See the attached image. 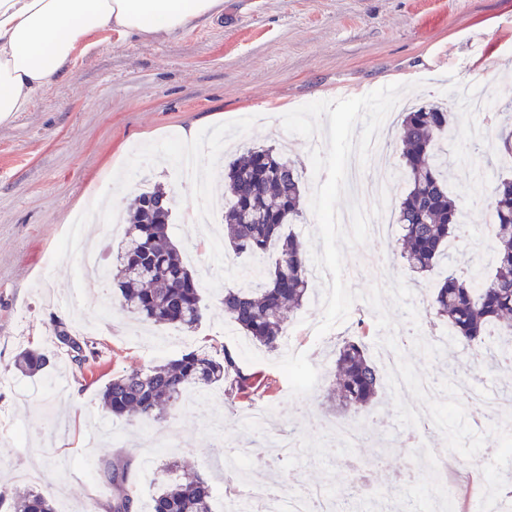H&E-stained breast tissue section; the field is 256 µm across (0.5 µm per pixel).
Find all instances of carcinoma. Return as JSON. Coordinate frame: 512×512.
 <instances>
[{"label":"carcinoma","mask_w":512,"mask_h":512,"mask_svg":"<svg viewBox=\"0 0 512 512\" xmlns=\"http://www.w3.org/2000/svg\"><path fill=\"white\" fill-rule=\"evenodd\" d=\"M453 113L431 105L401 113L399 158L408 187L394 212L401 226L399 244L415 273L433 271L448 258L446 245L465 229L466 211L448 190V163L439 140L448 137ZM227 201L225 234L233 253L261 258L275 249L270 265L258 271L252 288H229L221 304L224 314L269 351L280 348L287 313L300 307L308 295L310 253L306 241L288 225L302 218L303 170L287 161L273 146H253L224 170ZM164 188L157 186L134 196L126 210L121 251L103 279L119 290L120 310L141 322L194 330L204 306L200 287L168 237L169 207ZM489 223L495 247L491 272L477 265L467 279L448 273L436 288L427 312L448 322L459 344L495 370L506 371L512 346L493 349L488 328L498 326L512 336V178H504L488 198ZM54 334L81 366L94 355L88 342L74 339L63 322ZM333 411L354 417L372 406L384 388L383 376L361 339H346L334 352ZM51 364L37 349L23 348L14 365L36 375ZM255 374L244 369L227 348L214 352L193 350L164 364L113 377L101 392L103 407L116 417L129 413L159 424L189 386H224L233 400L254 389ZM100 478L112 488V499L92 503L90 512H132L135 491L126 484L127 463L105 456ZM211 487L202 478L185 474L167 483L153 497L150 512H212ZM11 500L13 512H55L50 492L31 489L14 494L0 487V506Z\"/></svg>","instance_id":"cac0c4a2"}]
</instances>
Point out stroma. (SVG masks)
I'll return each mask as SVG.
<instances>
[{"label":"stroma","instance_id":"stroma-1","mask_svg":"<svg viewBox=\"0 0 512 512\" xmlns=\"http://www.w3.org/2000/svg\"><path fill=\"white\" fill-rule=\"evenodd\" d=\"M92 50L72 59L65 74L39 94L27 111L0 125V371L13 385H0V482L27 488L22 475L39 473L38 488L57 481L72 494L56 499L57 512H81L107 502L100 480L104 454L122 457L137 490L138 512H149L152 496L167 479L171 460L189 463L212 487V512H224V443L269 442L268 432L296 425L304 454L279 464L276 474L289 491L325 488L343 502L352 498V477L339 462L334 439L312 425L331 374L324 356L341 338L356 336L358 320L369 323L367 345L379 340L373 308L354 301L344 321L323 337L310 335L323 317L324 276H317L288 327L301 329L294 350L266 351L243 336L221 308L225 289L246 285L255 258L229 248L214 251L224 223L195 224L189 218L197 194L176 177L170 152L184 129L198 131L211 154L232 160L235 150L264 143L300 162L314 140L288 133L285 113L318 100L365 95L391 83L417 79L414 104L440 105L455 113L457 134L442 147L453 173L450 186L470 207L466 234L450 248V262L434 272H411L396 249L398 228L386 240L369 239L345 252L353 269L361 252L378 255L390 278L402 279L412 305L427 302L447 271L467 277L475 262L490 264L494 238L486 213L473 208V173L485 189L512 176V159L496 140L500 107L512 104V0H224L219 16L161 38L101 31ZM483 91L491 113L461 112L464 92ZM163 185L173 201L168 234L182 252H196L191 269L205 306L191 333L195 348L229 346L266 386L253 399L228 400L223 387L197 405L182 399L160 428L170 445L151 447L147 423L113 417L102 409L101 391L116 375L159 365L179 355L168 327H147L123 313L117 290L78 278L77 256L60 247L74 216L94 202L125 211L141 188ZM73 338L94 343L97 354L84 365L71 363L52 341L54 320ZM23 347L53 353L49 374L30 376L14 368ZM404 354L419 372L449 374L462 364L479 384L512 390V376L490 373L482 360L449 344L436 360L406 345ZM271 410L268 429L245 434L229 413L253 406ZM377 430L351 453L376 461L371 486L394 496L405 512H433L429 477L400 483L396 474L415 452L396 418L389 392L368 412Z\"/></svg>","mask_w":512,"mask_h":512}]
</instances>
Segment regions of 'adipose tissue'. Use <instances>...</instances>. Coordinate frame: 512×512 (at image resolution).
I'll return each instance as SVG.
<instances>
[{
	"label": "adipose tissue",
	"instance_id": "1",
	"mask_svg": "<svg viewBox=\"0 0 512 512\" xmlns=\"http://www.w3.org/2000/svg\"><path fill=\"white\" fill-rule=\"evenodd\" d=\"M221 8L222 0H0V124L62 76L90 33L159 37Z\"/></svg>",
	"mask_w": 512,
	"mask_h": 512
}]
</instances>
